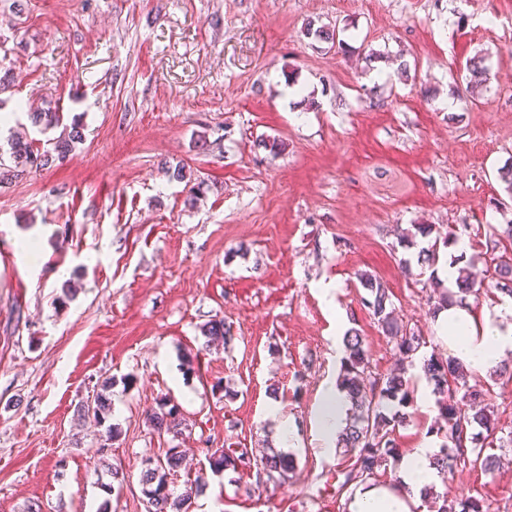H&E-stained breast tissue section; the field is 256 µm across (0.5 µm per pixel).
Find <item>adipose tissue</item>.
<instances>
[{
	"label": "adipose tissue",
	"mask_w": 512,
	"mask_h": 512,
	"mask_svg": "<svg viewBox=\"0 0 512 512\" xmlns=\"http://www.w3.org/2000/svg\"><path fill=\"white\" fill-rule=\"evenodd\" d=\"M437 331L448 341L450 356L464 363L474 374L484 372L512 356V312L494 309L476 313L453 304L437 316ZM348 408L344 392L334 380H327L315 413V430L325 454L335 453V439L344 425ZM432 443H424L403 456L398 466V485H370L360 488L350 512H412L426 487L437 483L431 461Z\"/></svg>",
	"instance_id": "adipose-tissue-1"
}]
</instances>
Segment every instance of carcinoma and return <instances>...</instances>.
<instances>
[{"label":"carcinoma","mask_w":512,"mask_h":512,"mask_svg":"<svg viewBox=\"0 0 512 512\" xmlns=\"http://www.w3.org/2000/svg\"><path fill=\"white\" fill-rule=\"evenodd\" d=\"M305 35L319 42L344 46L339 32L325 26H314L310 22ZM34 126L43 129L62 128L51 142L52 148L39 150L33 141L15 137L10 141V162L0 156V184L23 179L33 169L63 163L76 144L83 139L78 123L67 126L57 111L40 110L29 114ZM487 270L491 272L494 290L512 298V222L500 225L494 238L486 243ZM463 256L450 257L449 264L457 266L458 291L449 293L438 290L437 306L440 310L448 304H466L467 296L476 287L470 265H461ZM360 286L366 291L361 297L362 305L393 342L395 354L411 358L425 344L426 338L408 327L399 318L389 289L376 277L361 273ZM205 345L217 341L229 344L233 339L232 325L223 321H212L203 327ZM344 357L338 374V384L345 392L350 407L345 426L339 431L336 447L353 454V460L342 471L341 487L359 485L377 474V469L398 463L400 452L395 438L397 427L406 422L402 409L413 400L412 380L402 367L381 375L373 372L363 336L351 328L343 336ZM423 374L437 396L438 417L430 432L441 440L433 458L438 477L448 483L459 470L478 469L492 477L500 468L501 454L512 451V430L493 438L498 432L494 405L485 395L469 385L470 374L465 366L452 357L446 359L433 354L424 361ZM111 401L104 392L95 395L92 402L83 406V411L93 412L94 417L104 421L110 412ZM154 432L177 439L186 427L185 419L174 401L164 396L149 417ZM208 462L214 472L239 467H257V487H265L288 480L296 468V458L270 448L260 450L259 459L242 452L239 455L221 454L207 449ZM185 455L176 447L164 454L144 461L140 482L147 499L148 512H190L192 492L176 493L170 488L168 477L176 475L183 465ZM435 512H488L478 498L462 496L448 503V492L434 496Z\"/></svg>","instance_id":"obj_1"}]
</instances>
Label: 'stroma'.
<instances>
[{"label":"stroma","instance_id":"1","mask_svg":"<svg viewBox=\"0 0 512 512\" xmlns=\"http://www.w3.org/2000/svg\"><path fill=\"white\" fill-rule=\"evenodd\" d=\"M11 2L0 114L52 139L27 110L56 108L83 141L0 187V512H146L142 462L174 441L147 420L164 395L188 424L172 486L207 481L194 512H349L347 460L321 455L313 428L334 311L390 372L360 303L369 273L426 337L421 355H447L417 260L433 236L401 239L454 233L479 273L512 220V0H25L18 17ZM310 21L344 48L307 38ZM473 57L487 69L475 89L460 77ZM289 74L305 99H289ZM179 163L195 204L166 172ZM214 319L232 324L228 347H205ZM103 390L101 427L79 408ZM273 405L296 431L292 478L260 489L255 471L212 472L208 448L282 450ZM448 493L512 512V452L496 477L456 472Z\"/></svg>","mask_w":512,"mask_h":512}]
</instances>
